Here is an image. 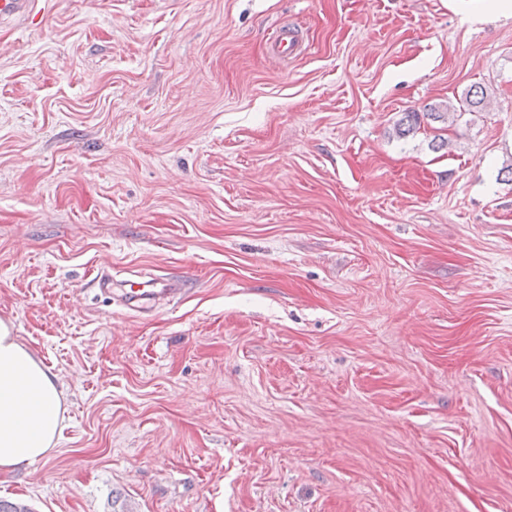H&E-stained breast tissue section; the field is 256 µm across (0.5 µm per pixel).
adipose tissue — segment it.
I'll return each mask as SVG.
<instances>
[{
    "instance_id": "obj_1",
    "label": "adipose tissue",
    "mask_w": 512,
    "mask_h": 512,
    "mask_svg": "<svg viewBox=\"0 0 512 512\" xmlns=\"http://www.w3.org/2000/svg\"><path fill=\"white\" fill-rule=\"evenodd\" d=\"M64 391L55 374L0 319V472L47 460L61 433Z\"/></svg>"
}]
</instances>
